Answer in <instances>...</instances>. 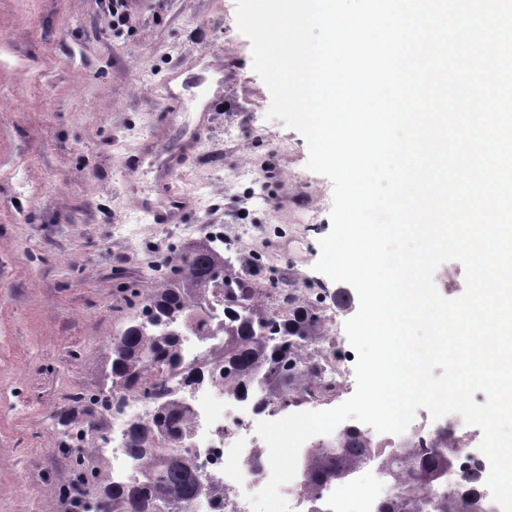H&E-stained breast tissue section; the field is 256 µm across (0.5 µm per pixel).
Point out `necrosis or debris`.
Listing matches in <instances>:
<instances>
[{
    "label": "necrosis or debris",
    "mask_w": 512,
    "mask_h": 512,
    "mask_svg": "<svg viewBox=\"0 0 512 512\" xmlns=\"http://www.w3.org/2000/svg\"><path fill=\"white\" fill-rule=\"evenodd\" d=\"M181 358L184 364L200 365L205 376L195 387H186L177 374L166 375L164 384L171 396L185 401L192 410L189 443L201 471L215 473L224 487L223 496L203 498L198 512H251L248 495L260 491L269 481L271 469L265 442L254 433L261 421H277L288 412L313 411L329 406L351 393L350 375L356 361L336 334H328L316 350L307 352L306 363L315 364L313 385L291 409L285 410L266 400L261 387H253L241 397L225 391L224 376L219 367V340H204L195 332L180 329ZM119 410L110 417L109 440L103 451L112 459V478L130 482L140 476V466L128 454L125 434L133 419L148 418L156 403L139 393L118 389ZM364 432L375 452L388 455L401 452L422 439L451 436L460 448L447 485L457 493L490 499L487 487V458L473 448L475 437L461 416L449 414L432 419L428 413H416L407 431L396 435L380 433L372 427ZM398 483L376 466L366 464L343 480H330L322 488L323 512H376L380 503L395 498Z\"/></svg>",
    "instance_id": "necrosis-or-debris-1"
}]
</instances>
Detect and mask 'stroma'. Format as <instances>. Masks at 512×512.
I'll return each mask as SVG.
<instances>
[{
	"label": "stroma",
	"mask_w": 512,
	"mask_h": 512,
	"mask_svg": "<svg viewBox=\"0 0 512 512\" xmlns=\"http://www.w3.org/2000/svg\"><path fill=\"white\" fill-rule=\"evenodd\" d=\"M129 2L117 25L111 0H0V512H67L59 418L87 424L75 399L108 385L124 291L155 287L174 249L219 229L225 254L260 259V282L338 287L313 269L332 184L307 169L303 136L267 119L235 0ZM171 195L184 210L151 223L141 200ZM312 203L319 221L303 223Z\"/></svg>",
	"instance_id": "stroma-1"
}]
</instances>
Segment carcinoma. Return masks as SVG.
Masks as SVG:
<instances>
[{
  "label": "carcinoma",
  "mask_w": 512,
  "mask_h": 512,
  "mask_svg": "<svg viewBox=\"0 0 512 512\" xmlns=\"http://www.w3.org/2000/svg\"><path fill=\"white\" fill-rule=\"evenodd\" d=\"M176 274L159 277V285L146 293L130 291L127 303L139 314L107 344L105 360L111 386L133 388L151 380L144 394L161 399L146 421H134L127 429V452L142 468L134 482L109 481L99 488L97 512H184L194 497L202 476L185 446L191 419L188 407L163 399L159 380L167 369L181 364L180 338L174 325L180 323L209 339L213 332L200 309L210 293L224 295V389L242 396L260 381L266 398L287 406L306 388L301 350L318 344L326 335V320L318 303L288 301V314L275 310V295L294 288L280 281L270 292L243 268H237L224 251L200 244L182 252ZM68 428L63 448L75 449L72 466L76 481L88 483L96 473L86 467V458L99 454L80 445L83 430ZM459 442L452 439L419 441L394 462H386L387 474L401 484L395 500L385 501L378 512H483L472 496L444 489L448 465L455 463ZM370 457L368 440L356 429L341 436L336 446L313 450L307 465L308 497L319 499L324 483L361 467Z\"/></svg>",
  "instance_id": "cac0c4a2"
}]
</instances>
